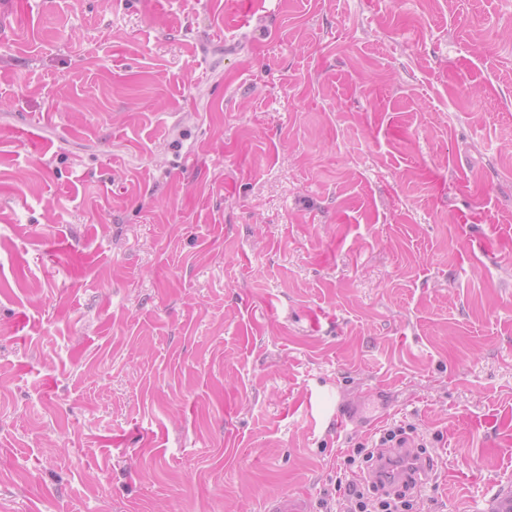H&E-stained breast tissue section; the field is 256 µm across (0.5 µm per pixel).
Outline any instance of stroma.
<instances>
[{
	"mask_svg": "<svg viewBox=\"0 0 512 512\" xmlns=\"http://www.w3.org/2000/svg\"><path fill=\"white\" fill-rule=\"evenodd\" d=\"M224 3L0 0V512H498L512 0ZM266 1L256 0H229L225 9L227 14L234 20L237 28L248 25L249 19L260 9H264ZM416 428L412 424H398L379 431L377 438L375 433L370 444L360 443L354 450V455H348L343 463L339 464L336 471V492L342 496L344 512H411L413 511L417 485L407 484L389 485L372 484L366 477L367 468L356 471L352 466L356 462L355 454L368 463L374 459L377 448L394 447L402 445L408 439H415ZM262 512H309L305 500L287 494L274 496L266 500Z\"/></svg>",
	"mask_w": 512,
	"mask_h": 512,
	"instance_id": "obj_1",
	"label": "stroma"
}]
</instances>
